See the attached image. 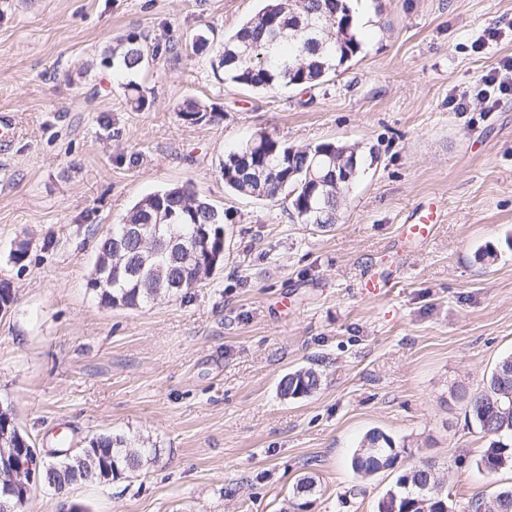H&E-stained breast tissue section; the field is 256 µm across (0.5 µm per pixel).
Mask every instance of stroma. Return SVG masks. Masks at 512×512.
Segmentation results:
<instances>
[{"label": "stroma", "instance_id": "35a3bbf8", "mask_svg": "<svg viewBox=\"0 0 512 512\" xmlns=\"http://www.w3.org/2000/svg\"><path fill=\"white\" fill-rule=\"evenodd\" d=\"M259 0H0V113L19 137L0 152V400L36 448L119 430L155 461L106 485L34 487L22 512H377L395 471L362 477L351 458L378 428L402 466L448 468L463 505L512 484L475 461L489 440L456 389H480L512 354V100L448 106L512 60V0H354L361 52L314 87L265 93L219 80L197 34L254 18ZM156 55L134 111L112 49L130 33ZM180 52H171V43ZM213 104L190 125L176 107ZM265 132L301 148L356 144L375 160L322 231L281 202L233 194L219 163ZM187 185L227 211L224 264L186 297L102 307L86 287L98 237L139 199ZM441 199L425 242L400 241L414 208ZM26 241L23 263L9 260ZM492 247L493 262L477 253ZM392 278L366 299L363 273ZM320 389L278 395L301 367Z\"/></svg>", "mask_w": 512, "mask_h": 512}]
</instances>
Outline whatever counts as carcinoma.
I'll list each match as a JSON object with an SVG mask.
<instances>
[{
	"label": "carcinoma",
	"mask_w": 512,
	"mask_h": 512,
	"mask_svg": "<svg viewBox=\"0 0 512 512\" xmlns=\"http://www.w3.org/2000/svg\"><path fill=\"white\" fill-rule=\"evenodd\" d=\"M311 19L315 28L296 33ZM250 48L254 60L244 63L239 52ZM362 44L348 0H262L257 16L243 23L224 41L211 59L213 71L238 85L254 90L278 91L312 87L356 56ZM150 47L136 34H129L112 52L113 65L125 74L139 71L149 62ZM128 103L135 111L147 106L142 86L125 83ZM177 116L188 124L212 120L215 109L188 98L177 106ZM357 160V169L367 158L355 144L324 141L302 148L285 145L261 133L224 154L219 163L224 185L241 196L284 200L289 215L301 224L320 222L326 230L337 221L339 207L349 193L343 184L336 189V167ZM326 175L320 198L306 195L310 165ZM226 214L181 185L161 189L137 201L117 224L97 242L93 271L87 289L108 308L137 310L161 298H173L170 285L185 283L186 294L207 280L224 260ZM132 224L143 227V236L128 237ZM322 374L313 367L284 375L278 392L284 399L315 393ZM468 416L489 437V444L475 461L489 474L512 470V354L502 358L483 387L473 393L461 391ZM0 439L31 444L18 429L7 407H0ZM401 449L378 428L361 438L351 459L354 473L363 477L393 469ZM157 456V448L142 437L120 432L92 436L87 445L74 448L60 460L41 458L39 483L62 491L75 484L100 485L127 477ZM448 470L425 460L403 470L378 503L377 512H451L444 509L448 497L443 488ZM467 512H512V485L489 497H473Z\"/></svg>",
	"instance_id": "cac0c4a2"
}]
</instances>
